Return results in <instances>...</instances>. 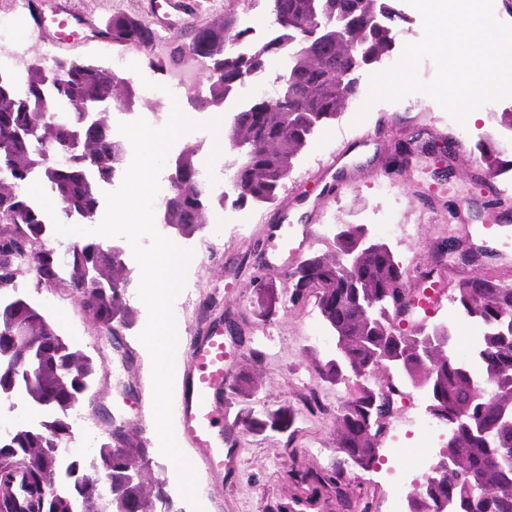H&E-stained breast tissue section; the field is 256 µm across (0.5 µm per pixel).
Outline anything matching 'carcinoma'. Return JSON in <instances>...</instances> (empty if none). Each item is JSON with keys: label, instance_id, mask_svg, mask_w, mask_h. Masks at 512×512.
<instances>
[{"label": "carcinoma", "instance_id": "obj_1", "mask_svg": "<svg viewBox=\"0 0 512 512\" xmlns=\"http://www.w3.org/2000/svg\"><path fill=\"white\" fill-rule=\"evenodd\" d=\"M395 0H268L276 35L243 52L247 31L227 13L206 24H186L191 38L169 57L151 61L158 71L200 60L210 75L209 94L196 107L218 108L266 67L271 54L288 55V69L275 77V100L255 96L233 113L231 205L276 200L295 159L314 131L331 122L361 91V76L392 55L398 24L406 18ZM114 47L137 45L150 53L158 41L153 26L131 14L112 16L96 30ZM132 98L131 83L110 68L67 58L36 60L24 80L0 71V394L23 396L48 410L38 424L20 425L0 437V512H172L165 484L147 489L132 480L149 466V451L126 437L103 442L94 458L68 454L70 406L96 373L93 360L75 350L47 309L16 290L26 272L37 292L69 294L81 311L112 335L130 327V279L124 250L93 235L52 248V221L19 186L39 182L76 224H92L100 207V184L112 181L126 148L102 117L118 91ZM483 175L512 170V155L493 140L479 145ZM196 151L185 149L172 163L161 223L189 237L201 229V214L224 204L205 179ZM363 224H342L330 254H312L288 272V302L314 300L335 341L333 356L317 359L325 383H345L347 398L334 410L339 458L320 471H292L297 493L286 512H307L332 499L341 512H372L363 485L349 472H368L379 461L387 421L399 411L406 386L423 390L428 412L444 428L440 459L407 497V512H512V279L475 272L448 288L449 300L481 327L469 352L456 353L447 325L431 324L420 300L441 283V269L455 256L477 263L486 250L463 238L444 240L435 266L416 288L388 243L372 240ZM257 295L266 316L279 294L261 280ZM236 390L244 399L257 384L243 373ZM66 488L45 493L49 480Z\"/></svg>", "mask_w": 512, "mask_h": 512}]
</instances>
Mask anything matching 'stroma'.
Listing matches in <instances>:
<instances>
[{
    "mask_svg": "<svg viewBox=\"0 0 512 512\" xmlns=\"http://www.w3.org/2000/svg\"><path fill=\"white\" fill-rule=\"evenodd\" d=\"M90 28L103 27L112 15L126 13L148 20L162 19L167 28L160 33L161 50L180 43L186 15L176 0H71ZM197 23H206L225 12L239 22H253L254 40H265L269 20L265 0H189ZM59 0H28L19 21L29 34L27 59L64 57L111 66V53L102 51L98 40L78 36L60 38L51 18ZM201 95L192 85L180 93L178 105L186 117L199 125L175 141L168 155L176 157L184 148L202 139L197 153L200 162L217 156L224 163L237 155L232 146L216 149L215 136L204 127L209 112L197 110ZM502 100L484 105L477 120L457 121L434 98L412 92L403 98L369 101L367 95L349 103L336 118L320 127L296 160L274 202L248 206L241 221L229 223L225 209L210 206L202 214L203 228L188 238H179L180 248L191 251L182 293L183 336L203 333L212 317H220L226 329L224 341L237 358L232 375L251 366L256 368L258 389L249 400L227 392L224 404L230 415L246 410L288 409L297 412L294 435L273 431L240 430L234 446L236 466L227 475H202L199 503L202 512H279L295 491L290 468L326 469L336 460L331 415L347 395L345 386L323 382L314 372L312 358L325 357L333 344L312 305L297 309L280 302L274 315L266 317L256 294V279L273 283L286 293L288 270L299 258L331 248L340 224H365L373 235L386 241L407 268L411 280L432 266L439 243L451 235H464L490 255L482 269L512 278V207H493L492 186L472 181L479 165L478 145L486 137L503 139L498 117ZM454 135L452 154H445L444 140ZM360 148L339 167L324 166L352 141ZM288 217L292 232L303 247L296 257L278 254L275 233L281 217ZM126 274L132 282L129 303L135 311L131 327L112 336L81 311L75 297L37 293L34 275H26V292L36 296L50 315L65 313L60 333L75 340L89 355L97 373L88 392L76 403L84 424L75 428L70 447L81 451L87 434L96 442L110 441L114 427L125 437L141 442L149 450L151 463L146 483L165 482L176 512H193L181 495L178 479L168 460L159 452L151 420V365L139 333L148 313L138 297L140 269L133 256H126ZM318 393L329 411L302 413L303 398ZM439 442L420 430L401 432L387 428L383 455L376 467L360 472L355 480L375 491V512H389L396 474L404 470L407 457H418L426 447Z\"/></svg>",
    "mask_w": 512,
    "mask_h": 512,
    "instance_id": "stroma-1",
    "label": "stroma"
}]
</instances>
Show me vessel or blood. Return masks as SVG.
Wrapping results in <instances>:
<instances>
[{"label": "vessel or blood", "instance_id": "vessel-or-blood-1", "mask_svg": "<svg viewBox=\"0 0 512 512\" xmlns=\"http://www.w3.org/2000/svg\"><path fill=\"white\" fill-rule=\"evenodd\" d=\"M233 355L224 342V327L213 322L192 337L179 369V392L172 402L181 440L192 446L195 470L223 475L233 464L228 444L240 430L224 409V392Z\"/></svg>", "mask_w": 512, "mask_h": 512}]
</instances>
